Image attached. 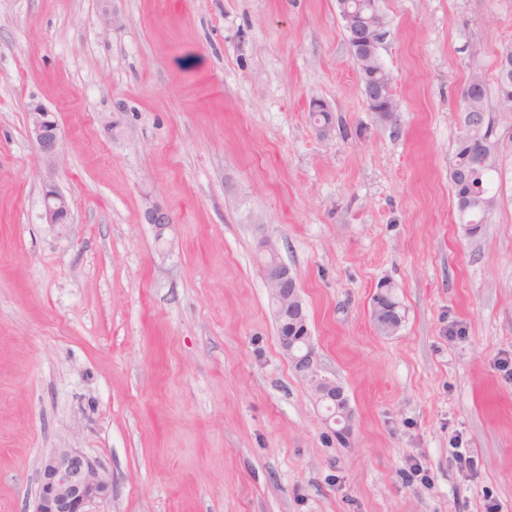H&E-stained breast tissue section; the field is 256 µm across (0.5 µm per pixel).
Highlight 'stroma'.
Returning a JSON list of instances; mask_svg holds the SVG:
<instances>
[{"instance_id":"35a3bbf8","label":"stroma","mask_w":512,"mask_h":512,"mask_svg":"<svg viewBox=\"0 0 512 512\" xmlns=\"http://www.w3.org/2000/svg\"><path fill=\"white\" fill-rule=\"evenodd\" d=\"M381 9L390 122L337 0H0V512H33L54 448L111 479L87 512H512V150L479 235L450 181L462 90L480 76L495 104L512 0ZM33 100L61 128L52 169ZM46 179L67 229L42 218ZM266 240L348 439L280 347ZM362 89L370 111L373 110V107L370 105L371 101L387 104V112L377 113L381 121H391L395 118L397 111L391 112L390 109V82L388 81V77L382 80H374L370 77L367 84L362 85ZM27 132L41 161L56 166L61 156V134L53 112L39 103L27 107ZM393 288L390 284L381 285L376 296L386 298ZM373 305L372 318L374 325L388 335L395 334L400 327V322L394 316V308L388 307L385 300H379Z\"/></svg>"}]
</instances>
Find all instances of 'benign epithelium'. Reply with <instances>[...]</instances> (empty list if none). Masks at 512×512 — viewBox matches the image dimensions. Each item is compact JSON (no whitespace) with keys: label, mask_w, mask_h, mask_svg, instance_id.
<instances>
[{"label":"benign epithelium","mask_w":512,"mask_h":512,"mask_svg":"<svg viewBox=\"0 0 512 512\" xmlns=\"http://www.w3.org/2000/svg\"><path fill=\"white\" fill-rule=\"evenodd\" d=\"M383 39L382 27L376 23L357 24L352 28L350 50L362 69L369 68L379 56ZM362 89L366 102L390 103L388 79H371ZM27 132L41 161L48 167L56 165L61 156V134L54 113L39 103L29 104ZM43 218L45 223L61 230L70 225L71 200L52 182L44 185ZM148 219L159 236L172 224L170 213L161 208L150 212ZM261 248L263 276L279 316L280 347L294 372L309 385L317 401L325 404L329 419L338 426L336 435L346 438L353 428V412L343 386L320 373L298 278L280 259L272 241H264ZM390 291L391 285L380 286L372 318L376 327L393 335L399 330L400 322L394 316V309L383 301ZM111 497L112 481L78 449L55 448L42 458L34 512H86L85 506L90 501Z\"/></svg>","instance_id":"obj_1"}]
</instances>
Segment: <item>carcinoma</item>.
I'll use <instances>...</instances> for the list:
<instances>
[{
    "instance_id": "cac0c4a2",
    "label": "carcinoma",
    "mask_w": 512,
    "mask_h": 512,
    "mask_svg": "<svg viewBox=\"0 0 512 512\" xmlns=\"http://www.w3.org/2000/svg\"><path fill=\"white\" fill-rule=\"evenodd\" d=\"M500 61L509 68L498 66V95L494 106L497 112L512 114V43L501 53ZM463 112L483 118L479 126L465 125V133L459 138L451 166L453 204L465 218L467 233L477 235L496 207L492 192V164L498 162L504 146L495 134L493 119L489 116L486 90L471 94L462 91Z\"/></svg>"
}]
</instances>
